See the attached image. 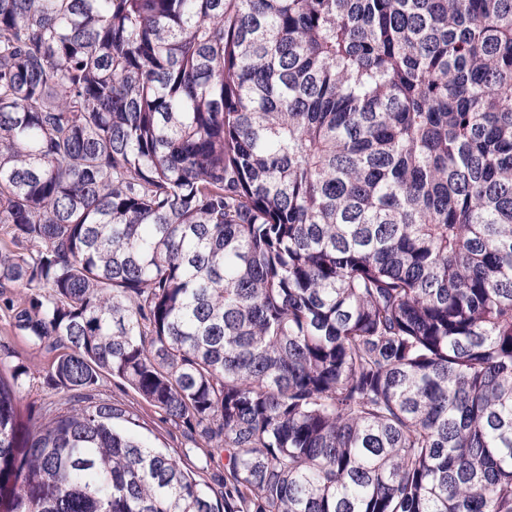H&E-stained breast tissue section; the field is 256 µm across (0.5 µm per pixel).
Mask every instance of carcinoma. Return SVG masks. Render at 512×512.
Wrapping results in <instances>:
<instances>
[{"mask_svg":"<svg viewBox=\"0 0 512 512\" xmlns=\"http://www.w3.org/2000/svg\"><path fill=\"white\" fill-rule=\"evenodd\" d=\"M0 288V512H512V0H0ZM54 353L34 345L15 330L8 317L0 311V360L6 365L5 374L9 375L10 367L23 364L29 368L30 374L25 379L21 407L37 409L44 402L56 400L62 394L52 391L45 379V369L51 363ZM98 390L102 399H116L133 407L139 414L140 421L148 429L141 431L157 446L167 448L169 453L176 457L186 450L190 451L188 463L199 469L202 481L220 490L224 483V452L220 453L216 448H193L181 430L166 423L156 409L142 401L133 390L120 388L117 380L110 376L102 378Z\"/></svg>","mask_w":512,"mask_h":512,"instance_id":"carcinoma-1","label":"carcinoma"}]
</instances>
